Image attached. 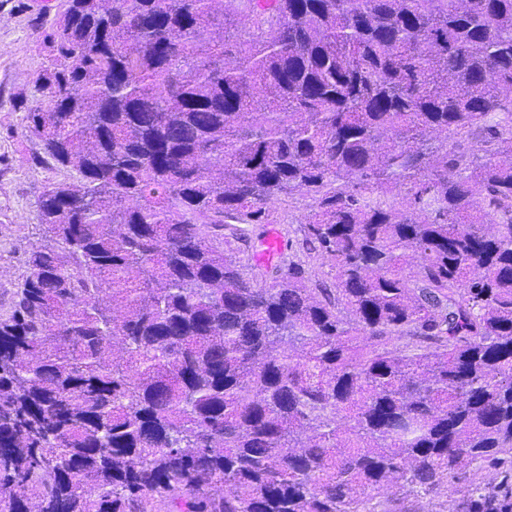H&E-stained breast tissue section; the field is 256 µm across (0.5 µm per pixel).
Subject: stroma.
Listing matches in <instances>:
<instances>
[{
	"instance_id": "obj_1",
	"label": "stroma",
	"mask_w": 512,
	"mask_h": 512,
	"mask_svg": "<svg viewBox=\"0 0 512 512\" xmlns=\"http://www.w3.org/2000/svg\"><path fill=\"white\" fill-rule=\"evenodd\" d=\"M61 0H0V314L8 313L14 292L26 276L32 246L46 237L38 220V199L61 172L33 166L34 141L21 134V101L32 100L35 79L45 61L42 32ZM308 199L298 197L278 207L277 227L289 241L288 253L314 282H332L327 262L307 251L300 224Z\"/></svg>"
}]
</instances>
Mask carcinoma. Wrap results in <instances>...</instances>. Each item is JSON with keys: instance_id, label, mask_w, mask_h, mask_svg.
<instances>
[{"instance_id": "carcinoma-1", "label": "carcinoma", "mask_w": 512, "mask_h": 512, "mask_svg": "<svg viewBox=\"0 0 512 512\" xmlns=\"http://www.w3.org/2000/svg\"><path fill=\"white\" fill-rule=\"evenodd\" d=\"M43 43L0 512H512V0H63ZM297 196L332 288L235 251Z\"/></svg>"}]
</instances>
